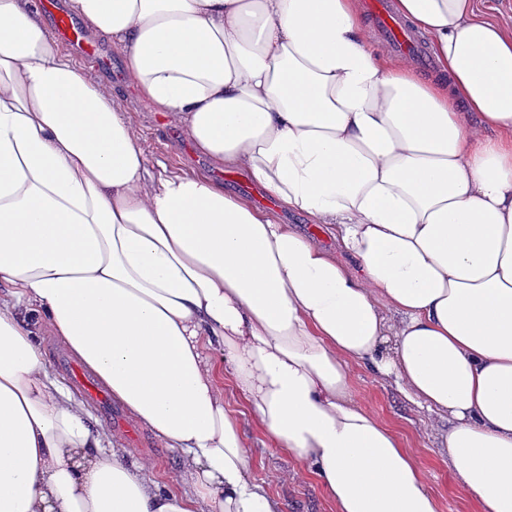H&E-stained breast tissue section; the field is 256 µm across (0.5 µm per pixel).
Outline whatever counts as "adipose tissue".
<instances>
[{
	"label": "adipose tissue",
	"mask_w": 512,
	"mask_h": 512,
	"mask_svg": "<svg viewBox=\"0 0 512 512\" xmlns=\"http://www.w3.org/2000/svg\"><path fill=\"white\" fill-rule=\"evenodd\" d=\"M68 7L196 152L320 233L153 170L112 88L32 0H0V512H281L227 374L334 512H441L355 363L447 420L478 512H512V30L475 0H392L426 77L371 44L358 0ZM42 330L177 451L165 482L50 379Z\"/></svg>",
	"instance_id": "obj_1"
}]
</instances>
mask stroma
I'll use <instances>...</instances> for the list:
<instances>
[{
  "instance_id": "35a3bbf8",
  "label": "stroma",
  "mask_w": 512,
  "mask_h": 512,
  "mask_svg": "<svg viewBox=\"0 0 512 512\" xmlns=\"http://www.w3.org/2000/svg\"><path fill=\"white\" fill-rule=\"evenodd\" d=\"M101 46L112 53L118 73L112 86L124 100L130 121L139 130L142 142L152 159L164 162L173 172L196 171L215 176L225 190L251 201H260L263 192L250 177L236 171H219L210 162L196 155L182 132L168 125L123 77L125 60L111 41L101 39ZM351 388L360 404L383 424L394 429L404 445L416 455L425 484L440 500L442 512H477L473 498L460 490L448 470L447 456L440 454L435 433L442 422L434 414L410 403L389 382L360 366H353ZM224 405L228 410L243 413V426L250 441L248 461L253 479L277 499L282 512H333L318 482L312 478H296L292 472L299 460L276 448L251 417L245 416V405L232 380L224 382ZM93 423L116 437L137 455L150 458L155 464L154 476L161 479L170 470L175 450L161 447L153 435L130 419L118 403L103 407L89 404Z\"/></svg>"
}]
</instances>
